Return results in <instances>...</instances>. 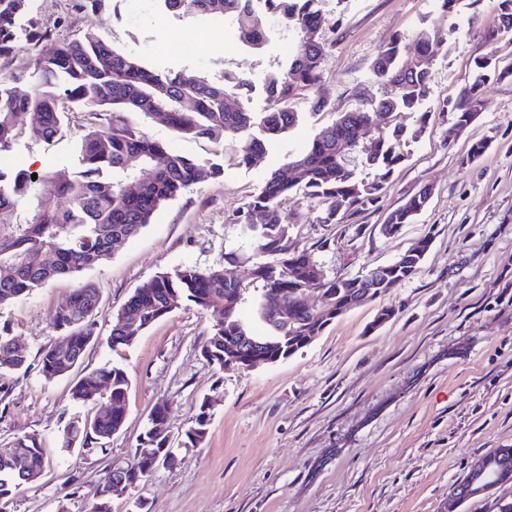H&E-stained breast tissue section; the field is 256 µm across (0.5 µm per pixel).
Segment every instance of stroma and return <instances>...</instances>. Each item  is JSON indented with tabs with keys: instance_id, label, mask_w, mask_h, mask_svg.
<instances>
[{
	"instance_id": "stroma-1",
	"label": "stroma",
	"mask_w": 512,
	"mask_h": 512,
	"mask_svg": "<svg viewBox=\"0 0 512 512\" xmlns=\"http://www.w3.org/2000/svg\"><path fill=\"white\" fill-rule=\"evenodd\" d=\"M499 3L458 0L444 17L435 0H316L327 37L321 82L294 100L296 125L248 166L239 162L238 141L186 140L164 116L128 114L149 138L222 172L161 206L138 236L116 243L107 261L85 272L100 294L97 339L68 374L46 381L40 358L62 338L52 319L76 279L57 278L0 306V332L28 351L27 369L0 373V448L34 434L47 459L36 481L13 489L6 512H92L109 462L132 456L162 402L179 462L156 466L131 496L113 499L112 512H136L138 499L149 512H443L449 487L475 458L512 448V44L492 36ZM33 20L49 26V38L0 60V73L16 75L21 94L36 56L91 34L160 74H243L252 92L225 104L260 112L266 81L296 48L277 30L262 48H248L230 22L173 15L162 0H102L94 11L78 0H29L21 32ZM433 27L444 44L430 66L425 130L409 143L378 203L337 224L322 223V203L302 191L282 206L292 246L327 278L392 263L427 236L417 273L337 318L292 357L247 370H222L202 356L212 320L192 305L156 321L131 346L107 344L127 297L185 266L230 269L246 289L240 319L264 332L253 303L255 259L240 237L238 212L321 128L390 95L371 75L387 43L413 46L418 32ZM490 52L498 73L482 91L477 118L458 128L449 105L474 59ZM315 95L325 102L318 111L310 107ZM478 140L487 142L485 153L468 159ZM76 166L69 137L50 144L23 137L0 154L7 172ZM425 187L431 200L415 222L382 234L386 215ZM383 307L396 315L375 325ZM105 365L124 369L130 381L124 425L107 448L92 441L66 447L64 427L94 411L74 400L73 387ZM206 395L214 399L207 437L183 447Z\"/></svg>"
}]
</instances>
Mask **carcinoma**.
Returning <instances> with one entry per match:
<instances>
[{"label":"carcinoma","mask_w":512,"mask_h":512,"mask_svg":"<svg viewBox=\"0 0 512 512\" xmlns=\"http://www.w3.org/2000/svg\"><path fill=\"white\" fill-rule=\"evenodd\" d=\"M253 0H163L167 10L200 17L230 16L238 26L240 40L252 47L263 45L265 27L258 19ZM267 13L282 27L296 34L297 49L288 65L266 86L267 106L256 114L245 108L229 110L230 94L252 89L249 79L221 71L213 77L184 73L157 74L137 59L122 54L108 43L86 36L62 42L56 52L34 62L36 82L31 92L19 95L11 79L0 78V153L10 150L19 138L30 135L50 141L70 135L64 123L60 96L90 115L105 117L77 135L79 170L66 167L44 171L38 180L31 172L0 170V306L29 295L54 279L77 276L100 265L110 255L111 241L136 236L150 223L155 211L178 197L185 189L208 175L217 176L219 167L186 155L176 154L126 122L123 114L167 113L172 128L186 139H207L219 144L226 139L240 141V162L249 165L262 154L266 143L294 127L298 113L292 100L303 89L313 90L321 79L325 34L313 9L315 0H269ZM28 11V0H0V58L21 49L18 22ZM496 33L512 40V0H501ZM442 41L435 30L417 36L421 56L434 55L433 41ZM474 61L468 84L455 104L458 124L465 126L478 115L480 93L496 71ZM373 77L394 86L393 96L368 107L341 114L322 128L311 145L292 158L289 178L274 172L261 192L248 202L238 219L241 235L258 262L251 269L257 283L255 309L269 326L265 335L250 332L238 317L242 287L224 269L201 272L193 267L162 273L134 291L119 309L108 342L112 347L129 346L155 321L191 303L212 319L213 332L201 353L210 363L224 368V355L236 348L245 357L237 337L250 336L249 350L281 360L306 347L309 336H319L324 327L358 306L368 296L373 300L385 293L386 280L399 282L420 267L430 240L414 242L396 261L369 270L366 275L347 279H325L323 270L290 244L288 225L281 204L296 189H305L326 206L321 222L335 224L349 211L375 203L391 172L406 157L404 147L418 138L424 125H385L371 146L361 150V164L373 172L362 178L352 165L350 153L358 148L359 130L375 123L379 114L422 111L429 97V68L419 60L404 56L400 41L389 42L372 63ZM259 128L260 135L253 134ZM112 173V180L103 179ZM139 182L136 194L126 185ZM55 195L69 197V207L59 210L47 204ZM430 190L422 189L403 205L392 210L386 224L399 230L410 224L426 208ZM39 252L54 254L49 266L35 265L30 257ZM318 289L322 306H309L308 291ZM99 292L82 282L65 305L59 307L53 324L65 332L57 347L42 353L41 372L48 381L63 375L76 354H84L94 338ZM27 362L26 349H18L13 338L0 333V372L18 371ZM129 379L124 369L102 367L83 375L74 385L73 398L92 404L91 418L70 423L64 440L72 445L94 439L105 445L125 421L124 408ZM209 397L185 431L187 447L201 444L211 420L206 410ZM166 405L152 411L149 427L133 458L124 462L137 471L125 472L136 483L146 480L158 464L174 466L177 449L165 447L155 434L158 424H166ZM14 448L25 454L29 478L41 476L46 464L40 439L32 434L16 439ZM480 459L496 472V483L512 482V448H497ZM22 484L0 457V496Z\"/></svg>","instance_id":"carcinoma-1"}]
</instances>
